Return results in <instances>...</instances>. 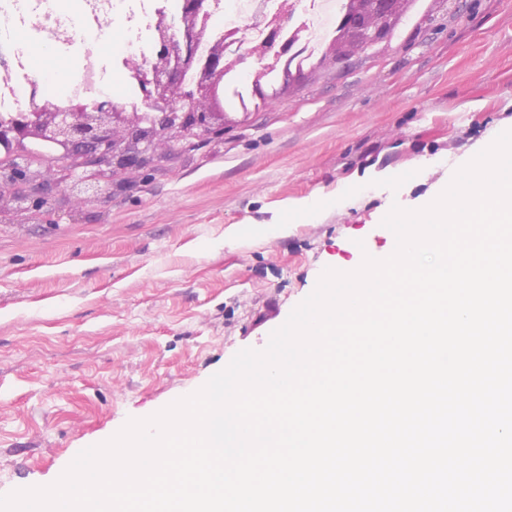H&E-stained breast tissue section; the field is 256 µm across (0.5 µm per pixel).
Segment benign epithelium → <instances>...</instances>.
<instances>
[{
	"instance_id": "obj_1",
	"label": "benign epithelium",
	"mask_w": 512,
	"mask_h": 512,
	"mask_svg": "<svg viewBox=\"0 0 512 512\" xmlns=\"http://www.w3.org/2000/svg\"><path fill=\"white\" fill-rule=\"evenodd\" d=\"M410 2L345 0L330 47L315 66L388 44ZM220 10L221 0H182L176 25L165 11L156 13L151 65L124 61L139 76L141 108L108 96L91 104L72 99L60 108L35 95L0 121V213L19 223L38 219L50 208L51 186L79 203L107 201L115 176L143 173L175 150L224 138L234 120L218 104L239 72L272 75L271 82H251V96L265 102L296 88L304 70L292 65L296 42L287 36L299 28L295 12L278 10L238 28L231 55L222 35L202 53L200 40Z\"/></svg>"
}]
</instances>
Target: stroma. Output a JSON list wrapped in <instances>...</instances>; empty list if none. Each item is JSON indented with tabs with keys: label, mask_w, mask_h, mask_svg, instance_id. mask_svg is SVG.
Wrapping results in <instances>:
<instances>
[{
	"label": "stroma",
	"mask_w": 512,
	"mask_h": 512,
	"mask_svg": "<svg viewBox=\"0 0 512 512\" xmlns=\"http://www.w3.org/2000/svg\"><path fill=\"white\" fill-rule=\"evenodd\" d=\"M509 129L512 0H416L388 47L119 177L111 201L0 217V496L265 348L325 268L393 252L392 206L430 204Z\"/></svg>",
	"instance_id": "35a3bbf8"
}]
</instances>
